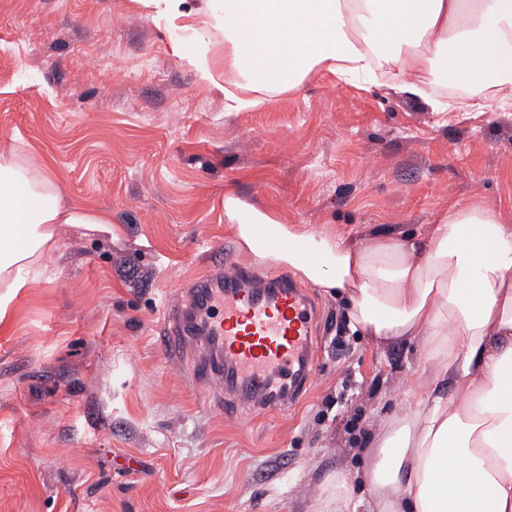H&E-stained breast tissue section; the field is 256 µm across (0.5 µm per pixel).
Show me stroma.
<instances>
[{
    "label": "stroma",
    "instance_id": "stroma-1",
    "mask_svg": "<svg viewBox=\"0 0 512 512\" xmlns=\"http://www.w3.org/2000/svg\"><path fill=\"white\" fill-rule=\"evenodd\" d=\"M181 52H174V45ZM219 32L169 29L133 0H0V146L50 156L111 233L61 227L0 330V512H319L348 486L420 358L375 347L341 300L322 311L319 371L290 411L206 410L158 345L164 306L210 269L205 243L256 265L224 198L349 238L433 223L449 202L512 216V112L421 99L314 70L224 109L187 62Z\"/></svg>",
    "mask_w": 512,
    "mask_h": 512
}]
</instances>
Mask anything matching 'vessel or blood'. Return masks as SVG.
Listing matches in <instances>:
<instances>
[{
  "instance_id": "obj_1",
  "label": "vessel or blood",
  "mask_w": 512,
  "mask_h": 512,
  "mask_svg": "<svg viewBox=\"0 0 512 512\" xmlns=\"http://www.w3.org/2000/svg\"><path fill=\"white\" fill-rule=\"evenodd\" d=\"M213 254V269L165 308L161 347L225 417L295 405L318 373L314 299L288 274L262 280L222 248Z\"/></svg>"
}]
</instances>
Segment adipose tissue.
Returning a JSON list of instances; mask_svg holds the SVG:
<instances>
[{
	"mask_svg": "<svg viewBox=\"0 0 512 512\" xmlns=\"http://www.w3.org/2000/svg\"><path fill=\"white\" fill-rule=\"evenodd\" d=\"M171 29L224 32V72L272 92L316 68L425 100L438 59L469 112H512V0H136ZM224 212L258 259L288 264L345 297L352 328L375 346L422 355L411 412H393L365 450L353 496L330 471L320 512H512V224L479 202L449 204L414 231L351 239ZM110 231L107 216L67 200L40 153L0 150V325L15 292L55 245L58 225Z\"/></svg>",
	"mask_w": 512,
	"mask_h": 512,
	"instance_id": "ef3b65f1",
	"label": "adipose tissue"
}]
</instances>
